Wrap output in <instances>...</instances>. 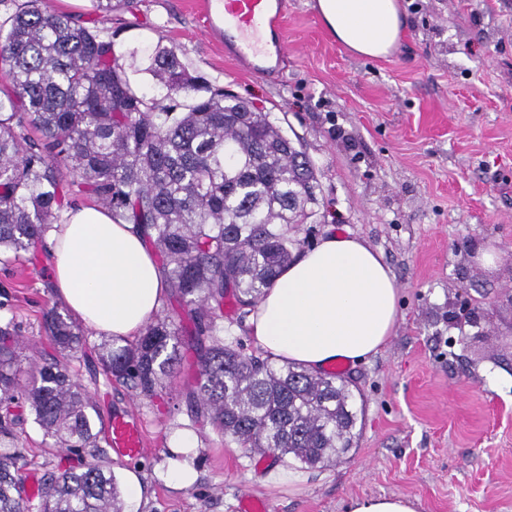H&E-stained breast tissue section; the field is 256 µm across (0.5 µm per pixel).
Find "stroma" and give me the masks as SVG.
I'll return each mask as SVG.
<instances>
[{"label": "stroma", "mask_w": 512, "mask_h": 512, "mask_svg": "<svg viewBox=\"0 0 512 512\" xmlns=\"http://www.w3.org/2000/svg\"><path fill=\"white\" fill-rule=\"evenodd\" d=\"M200 3L112 0L116 53L175 48L192 73L268 112L317 169L302 248L333 232L366 241L395 276L400 314L376 354L348 365L363 429L346 460L321 468L246 458L193 422L192 354L160 399L118 384L99 394L101 414L133 408L145 422L146 454L110 461L118 479L132 470L143 485L125 512H238L243 492L271 512H345L382 494L411 498L417 512H512V0H399V40L382 58L336 41L316 0H288V58L269 76L225 55ZM52 263L40 251L0 265V318L48 354ZM466 307L484 312L480 325L461 318ZM181 434L199 448L187 489L157 473ZM22 442L25 477L79 464L33 425Z\"/></svg>", "instance_id": "stroma-1"}]
</instances>
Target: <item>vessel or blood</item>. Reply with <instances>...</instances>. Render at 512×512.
I'll use <instances>...</instances> for the list:
<instances>
[{
	"instance_id": "obj_1",
	"label": "vessel or blood",
	"mask_w": 512,
	"mask_h": 512,
	"mask_svg": "<svg viewBox=\"0 0 512 512\" xmlns=\"http://www.w3.org/2000/svg\"><path fill=\"white\" fill-rule=\"evenodd\" d=\"M287 10L288 0H207L209 25L223 35L225 51L258 75L281 69L286 52L281 21ZM104 436L118 458L135 459L147 451L144 421L135 412L113 414Z\"/></svg>"
}]
</instances>
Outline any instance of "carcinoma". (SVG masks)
<instances>
[{
	"label": "carcinoma",
	"mask_w": 512,
	"mask_h": 512,
	"mask_svg": "<svg viewBox=\"0 0 512 512\" xmlns=\"http://www.w3.org/2000/svg\"><path fill=\"white\" fill-rule=\"evenodd\" d=\"M91 2L88 24L49 0H0V260L46 247L78 187L158 251L169 288L135 340L95 348L103 383L152 401L188 348L192 420L249 455L308 468L344 458L362 424L349 384L245 356L224 337V306L244 320L295 260V232L318 204L314 166L268 113L190 73L173 48L142 58L157 81L143 92L105 26L112 0ZM42 329L64 356L86 354L88 335L65 308H46ZM30 350L13 320L0 321V512H123L96 401L69 364ZM29 421L53 447L92 462L48 470L28 489L20 444Z\"/></svg>",
	"instance_id": "obj_1"
}]
</instances>
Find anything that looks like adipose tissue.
I'll return each mask as SVG.
<instances>
[{
    "instance_id": "ef3b65f1",
    "label": "adipose tissue",
    "mask_w": 512,
    "mask_h": 512,
    "mask_svg": "<svg viewBox=\"0 0 512 512\" xmlns=\"http://www.w3.org/2000/svg\"><path fill=\"white\" fill-rule=\"evenodd\" d=\"M317 9L337 41L356 55L382 57L398 41V0H317ZM50 240L54 292L90 329L132 339L156 318L167 283L131 225L113 222L103 208L80 206L55 225ZM398 315L396 280L380 254L361 239L330 235L267 290L249 334L260 350L320 371L376 353ZM197 454L190 439H174L165 477L191 487Z\"/></svg>"
}]
</instances>
